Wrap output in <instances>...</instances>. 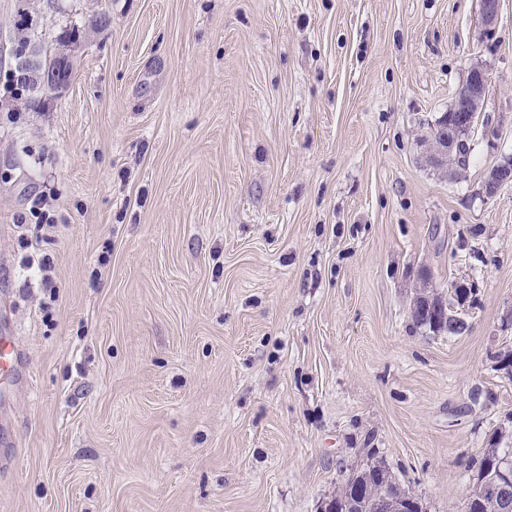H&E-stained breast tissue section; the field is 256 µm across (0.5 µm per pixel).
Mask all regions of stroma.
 I'll return each mask as SVG.
<instances>
[{"label": "stroma", "instance_id": "35a3bbf8", "mask_svg": "<svg viewBox=\"0 0 512 512\" xmlns=\"http://www.w3.org/2000/svg\"><path fill=\"white\" fill-rule=\"evenodd\" d=\"M24 5L81 39L40 112L0 54V512H319L370 459L462 512L512 447V0L490 34L479 0H0V43ZM475 66L450 177L430 129ZM459 280L468 331L417 326ZM512 181V167L507 162L492 168L483 182V192L486 196H494L499 189ZM18 365V350L11 334L0 336V376H13Z\"/></svg>", "mask_w": 512, "mask_h": 512}]
</instances>
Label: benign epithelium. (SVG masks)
I'll use <instances>...</instances> for the list:
<instances>
[{"label": "benign epithelium", "instance_id": "1", "mask_svg": "<svg viewBox=\"0 0 512 512\" xmlns=\"http://www.w3.org/2000/svg\"><path fill=\"white\" fill-rule=\"evenodd\" d=\"M501 0H481L480 11L485 30L491 32L499 20ZM10 65L17 80L32 92L31 108L38 112L48 101L58 99L68 90L69 83L57 78V73L44 67L36 49L24 47L15 41L10 54ZM489 87V78L480 68H474L457 89L453 103L443 117L448 119L446 130L433 142L429 160L435 166L450 165L459 154L458 138L461 133L471 131L479 119ZM512 182V167L502 163L492 168L483 182V192L495 195L499 189ZM498 486L497 496L504 509L509 512L508 485L512 484V466L503 462L492 475ZM379 512H406L405 500L398 491L382 494L376 504Z\"/></svg>", "mask_w": 512, "mask_h": 512}]
</instances>
